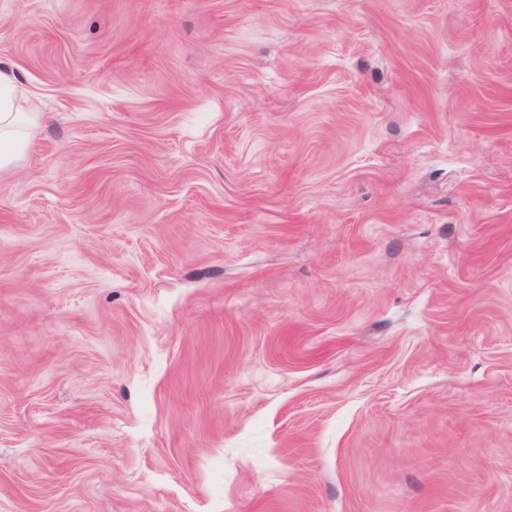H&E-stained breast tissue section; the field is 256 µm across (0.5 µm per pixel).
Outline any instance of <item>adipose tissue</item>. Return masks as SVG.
Returning a JSON list of instances; mask_svg holds the SVG:
<instances>
[{"instance_id": "ef3b65f1", "label": "adipose tissue", "mask_w": 512, "mask_h": 512, "mask_svg": "<svg viewBox=\"0 0 512 512\" xmlns=\"http://www.w3.org/2000/svg\"><path fill=\"white\" fill-rule=\"evenodd\" d=\"M19 84L9 70L0 69V168L18 161L29 146L28 129L37 115L18 108Z\"/></svg>"}]
</instances>
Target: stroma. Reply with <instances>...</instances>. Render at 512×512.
<instances>
[{"label":"stroma","instance_id":"1","mask_svg":"<svg viewBox=\"0 0 512 512\" xmlns=\"http://www.w3.org/2000/svg\"><path fill=\"white\" fill-rule=\"evenodd\" d=\"M0 512H512V0H0ZM19 84L9 70L0 69V169L18 161L29 146L28 129L37 112H21L17 96Z\"/></svg>","mask_w":512,"mask_h":512}]
</instances>
